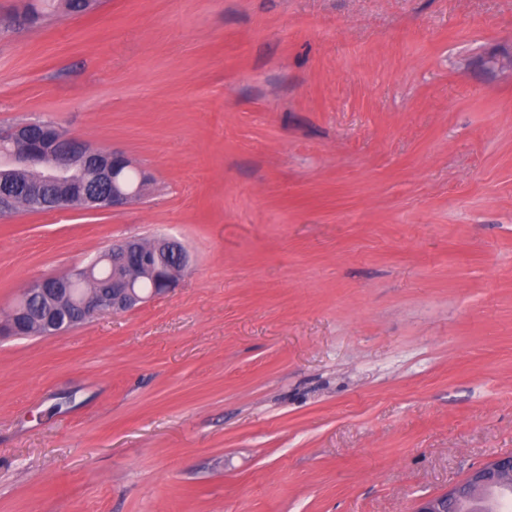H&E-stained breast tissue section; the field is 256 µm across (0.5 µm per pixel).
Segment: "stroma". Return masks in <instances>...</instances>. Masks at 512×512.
<instances>
[{"label": "stroma", "instance_id": "obj_1", "mask_svg": "<svg viewBox=\"0 0 512 512\" xmlns=\"http://www.w3.org/2000/svg\"><path fill=\"white\" fill-rule=\"evenodd\" d=\"M0 0V130L154 179L0 214V312L126 237L177 288L0 338V512H411L512 454V0ZM481 66L490 73L501 72L503 70L512 71V52L510 49H497L486 53L480 59Z\"/></svg>", "mask_w": 512, "mask_h": 512}]
</instances>
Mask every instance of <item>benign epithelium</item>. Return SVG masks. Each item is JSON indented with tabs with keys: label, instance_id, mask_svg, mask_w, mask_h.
<instances>
[{
	"label": "benign epithelium",
	"instance_id": "benign-epithelium-1",
	"mask_svg": "<svg viewBox=\"0 0 512 512\" xmlns=\"http://www.w3.org/2000/svg\"><path fill=\"white\" fill-rule=\"evenodd\" d=\"M480 63L490 73L512 71V51L503 48L488 52ZM38 128L42 130V137L35 148L20 153L0 150V187L9 186L8 178L17 169L42 167V181L29 189L32 204L41 205L44 185H57L69 179L73 167L80 165L94 174V185L78 198L79 208L83 210L119 209L146 194L151 177L142 171L138 173L137 183L125 182L122 172L130 164L124 155L114 153L109 159L77 139L62 136L58 129L41 121L1 131L0 142L28 146L32 132ZM106 260L112 264V288L106 298L87 289L77 291L67 283L49 286L42 280L19 295L5 331L17 330L16 321L30 313L33 301L38 308L36 321L47 335H58L73 327V320L69 318L73 307L86 317L104 311L126 312L173 291L190 264L189 254L182 244L167 237L156 239L149 249L135 239L114 243ZM144 278L150 280L152 287L140 286ZM493 494L512 496V455L493 457L450 490L419 499L413 512H464L465 506L480 503Z\"/></svg>",
	"mask_w": 512,
	"mask_h": 512
}]
</instances>
